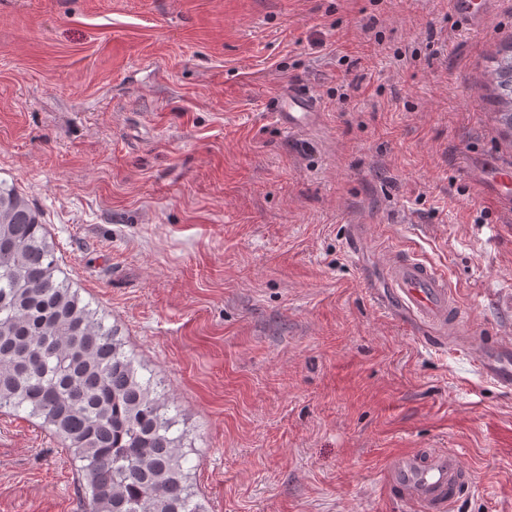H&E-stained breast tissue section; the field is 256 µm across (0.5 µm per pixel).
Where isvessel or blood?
Masks as SVG:
<instances>
[{
    "instance_id": "vessel-or-blood-1",
    "label": "vessel or blood",
    "mask_w": 512,
    "mask_h": 512,
    "mask_svg": "<svg viewBox=\"0 0 512 512\" xmlns=\"http://www.w3.org/2000/svg\"><path fill=\"white\" fill-rule=\"evenodd\" d=\"M493 0H448L451 15L473 31L482 30ZM277 117L292 133H301L318 124L321 114L315 100L292 88L278 100ZM466 175L482 194L495 198L512 210V166L470 159ZM390 297L400 312L419 324L431 341L445 343L458 332L462 310L452 294L447 278L438 268L413 257L390 261L385 267ZM477 359L484 373L500 388L512 389V344L473 339ZM470 473L458 453L451 448L428 453L403 451L388 461L386 493L409 504L413 512H456L471 488Z\"/></svg>"
}]
</instances>
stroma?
<instances>
[{"mask_svg":"<svg viewBox=\"0 0 512 512\" xmlns=\"http://www.w3.org/2000/svg\"><path fill=\"white\" fill-rule=\"evenodd\" d=\"M484 29L448 0H0V181L186 435L206 512H399L400 450L454 448L461 512H512V392L462 338L512 342V163ZM320 125L289 134L291 85ZM369 235L352 255L353 225ZM400 252L443 269L460 333L378 305ZM62 442L0 411V512H83ZM466 175L482 194L495 198L502 207L512 210V192L508 189L512 178L510 164L485 162L472 158L466 166Z\"/></svg>","mask_w":512,"mask_h":512,"instance_id":"obj_1","label":"stroma"}]
</instances>
